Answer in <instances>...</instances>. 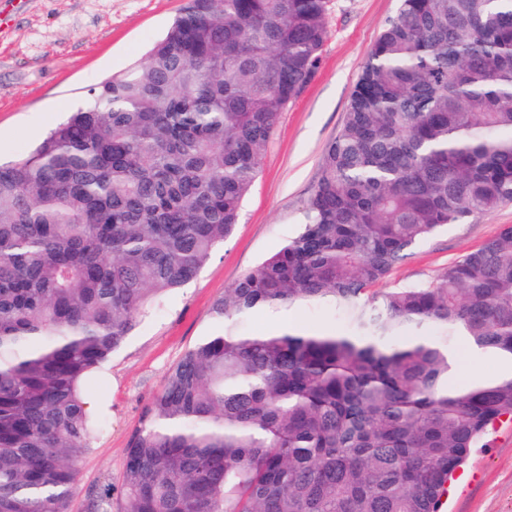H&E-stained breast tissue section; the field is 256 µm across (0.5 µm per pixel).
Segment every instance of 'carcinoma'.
Returning a JSON list of instances; mask_svg holds the SVG:
<instances>
[{"label": "carcinoma", "mask_w": 512, "mask_h": 512, "mask_svg": "<svg viewBox=\"0 0 512 512\" xmlns=\"http://www.w3.org/2000/svg\"><path fill=\"white\" fill-rule=\"evenodd\" d=\"M328 0H184L140 63L0 161V512H68L105 429L84 397L152 302L239 222L318 71ZM512 203V0H399L322 154L301 229L211 307L130 435L120 512H439L512 419V226L436 280L376 289L421 242ZM330 304L342 332L241 320ZM433 327L440 335L423 329ZM108 484L84 512H112ZM457 366L454 381L466 384L477 379H488L503 373L500 359L492 355H475L463 344L456 346Z\"/></svg>", "instance_id": "1"}]
</instances>
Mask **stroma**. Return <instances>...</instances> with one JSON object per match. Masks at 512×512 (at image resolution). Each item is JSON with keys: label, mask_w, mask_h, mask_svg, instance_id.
<instances>
[{"label": "stroma", "mask_w": 512, "mask_h": 512, "mask_svg": "<svg viewBox=\"0 0 512 512\" xmlns=\"http://www.w3.org/2000/svg\"><path fill=\"white\" fill-rule=\"evenodd\" d=\"M184 0H0V158L29 151L85 89L142 61ZM398 0H329L328 38L315 77L282 112L233 235L197 277L164 297L104 364L92 394L107 420L83 456L70 512L85 492L120 488L128 439L145 406L184 353L214 329L213 302L297 232L322 152L343 125L362 66ZM512 226V204L455 224L420 244L385 287L432 281L448 263ZM326 305L266 311L252 331L333 328ZM455 382L500 375V360L457 345ZM455 476L441 512H512V424L497 426Z\"/></svg>", "instance_id": "stroma-1"}]
</instances>
